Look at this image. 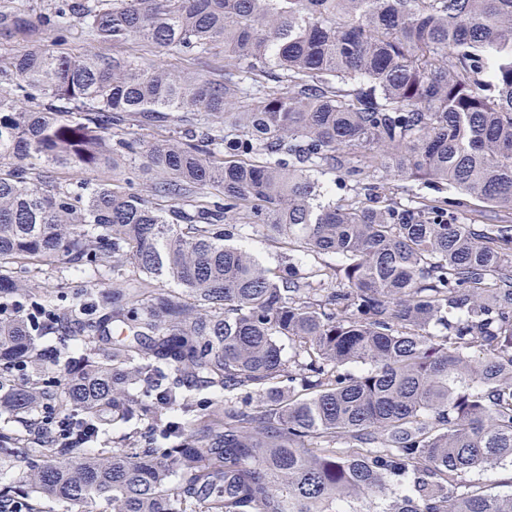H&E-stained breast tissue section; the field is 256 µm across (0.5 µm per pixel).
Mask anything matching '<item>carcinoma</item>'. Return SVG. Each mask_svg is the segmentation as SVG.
Masks as SVG:
<instances>
[{
    "label": "carcinoma",
    "instance_id": "1",
    "mask_svg": "<svg viewBox=\"0 0 512 512\" xmlns=\"http://www.w3.org/2000/svg\"><path fill=\"white\" fill-rule=\"evenodd\" d=\"M75 21L222 47L224 80L42 44ZM0 35L32 44L0 71V462L28 463L0 512H512L465 479L512 467V224L456 219L512 210V0H0ZM244 219L278 265L228 243ZM55 260L112 285L18 274ZM45 409L126 430L86 452ZM457 216L466 224H512V211L510 214L498 211L496 208L484 207L480 202L470 200ZM505 222H500V221Z\"/></svg>",
    "mask_w": 512,
    "mask_h": 512
}]
</instances>
